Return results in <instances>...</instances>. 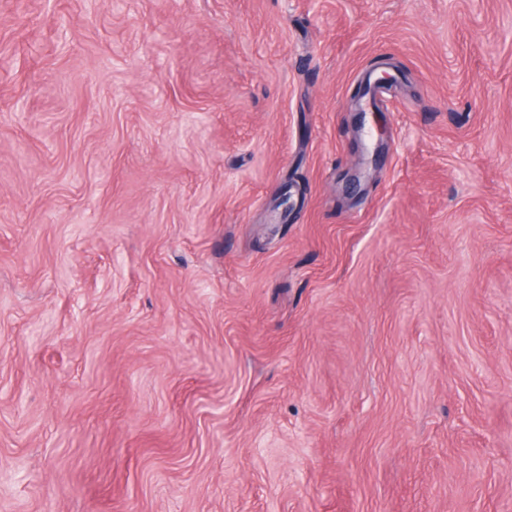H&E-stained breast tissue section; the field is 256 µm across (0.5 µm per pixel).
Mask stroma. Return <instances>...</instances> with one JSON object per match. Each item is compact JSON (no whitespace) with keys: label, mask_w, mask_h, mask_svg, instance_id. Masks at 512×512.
Masks as SVG:
<instances>
[{"label":"stroma","mask_w":512,"mask_h":512,"mask_svg":"<svg viewBox=\"0 0 512 512\" xmlns=\"http://www.w3.org/2000/svg\"><path fill=\"white\" fill-rule=\"evenodd\" d=\"M4 51L0 512H512V0H0ZM387 67H378L376 69H374L370 74H374L375 75V79L373 81V83H369V85H363V84H360L358 85L354 92H353V95H352V99L353 101L355 102V106L358 110L359 113H366V112H371L372 114V121H373V124L375 126V128L377 129V132L380 134V135H383L384 134V127L383 125L381 124L380 122V116H381V113H383V111L377 106L375 107V105H371L369 108H366L364 106V103L367 101V97L369 96V101L373 100V97L371 95V90L372 89H387V88H390L392 87L394 84H395V76L393 74H391L387 69Z\"/></svg>","instance_id":"obj_1"}]
</instances>
